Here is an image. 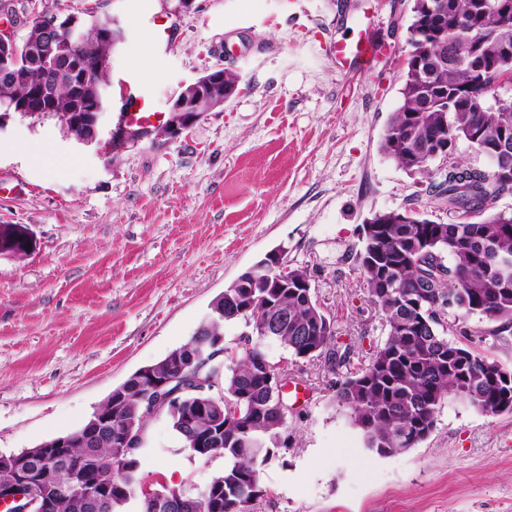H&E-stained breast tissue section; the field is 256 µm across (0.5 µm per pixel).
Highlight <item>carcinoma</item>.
I'll return each mask as SVG.
<instances>
[{"instance_id":"cac0c4a2","label":"carcinoma","mask_w":512,"mask_h":512,"mask_svg":"<svg viewBox=\"0 0 512 512\" xmlns=\"http://www.w3.org/2000/svg\"><path fill=\"white\" fill-rule=\"evenodd\" d=\"M54 15L29 23L15 67L39 78L32 86L10 78L0 66V108L36 96L38 111L59 118L75 140L85 126L70 122L71 113L91 115L103 102L109 85L114 44L107 39L112 20L91 16L80 35H59L55 54L71 58L72 71L45 69L41 45L46 23ZM409 40L415 49L404 69L401 103L390 118L381 151L403 169L423 177L437 149L450 159L441 180L429 188L438 211L458 214L448 224H432L429 204L402 214L377 212L362 228L363 246L355 255L372 303L378 308L387 337L361 368L336 383V405L362 435L365 448L380 457L417 447L432 432L437 414L449 399L467 403L486 416L512 413V369L474 349L457 345L447 334L459 321L477 315L498 322L489 331L500 336L512 330V212L494 201L512 184L499 173H512V0H414ZM89 73L84 81L81 74ZM489 161L482 169L459 159L458 141ZM258 261L239 282L211 303L209 317L190 341L153 365L161 374L202 369L207 391L182 395L176 409L165 412L181 440L184 418L205 429H222L211 455L224 468L210 485L221 484L220 512H251L257 496L253 483L263 467L288 448V405L268 379L276 378L266 345L283 347L294 359L323 354L331 366L348 364L347 353L333 348L334 324L306 285L307 270L287 273L261 270ZM278 317L270 335H259L265 322ZM241 320L254 343L243 336L224 342V322ZM221 341L224 355L202 367L195 360L197 342ZM121 404L106 400L98 408L112 414V432L95 444L85 428L69 435L68 456L50 467L47 493L54 512H151L142 495L145 485L172 487L148 479L140 459L118 458L114 433L148 432L140 384L129 377ZM88 483L112 486V499L95 508L70 490L73 472Z\"/></svg>"}]
</instances>
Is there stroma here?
Instances as JSON below:
<instances>
[{
    "mask_svg": "<svg viewBox=\"0 0 512 512\" xmlns=\"http://www.w3.org/2000/svg\"><path fill=\"white\" fill-rule=\"evenodd\" d=\"M413 0H14L19 15L116 19L107 88L117 114L131 73L154 108L218 67L239 75L224 104L176 138L115 150L78 144L51 114L0 134V224L28 228L23 257L0 255V454L83 426L139 368L187 343L212 300L267 253L307 269L335 346L361 367L386 339L355 262L361 226L424 196L427 178L380 150L400 104ZM170 26L165 55L148 43ZM387 47L372 68L337 69L357 19ZM41 153L45 162H33ZM512 368V335L459 322ZM306 399L288 410V449L261 474L253 512H512V414L458 400L416 448L381 457L336 404L327 357L286 362ZM222 460L190 457L167 416L149 423L141 470L203 490Z\"/></svg>",
    "mask_w": 512,
    "mask_h": 512,
    "instance_id": "stroma-1",
    "label": "stroma"
}]
</instances>
